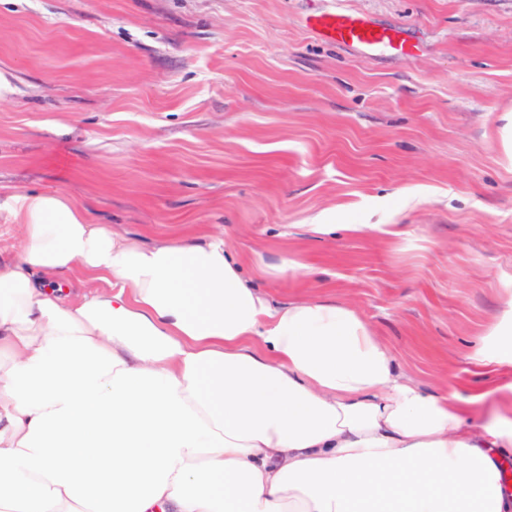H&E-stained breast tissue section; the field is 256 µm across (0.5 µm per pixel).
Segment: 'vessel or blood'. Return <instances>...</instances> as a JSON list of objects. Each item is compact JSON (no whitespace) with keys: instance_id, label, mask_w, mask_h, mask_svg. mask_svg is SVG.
<instances>
[{"instance_id":"b4317fda","label":"vessel or blood","mask_w":512,"mask_h":512,"mask_svg":"<svg viewBox=\"0 0 512 512\" xmlns=\"http://www.w3.org/2000/svg\"><path fill=\"white\" fill-rule=\"evenodd\" d=\"M306 24L322 40L350 47L360 54L377 50L407 54L412 50L399 29L377 24L345 9L311 14Z\"/></svg>"}]
</instances>
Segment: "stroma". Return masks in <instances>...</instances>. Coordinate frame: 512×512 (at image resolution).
<instances>
[{
  "mask_svg": "<svg viewBox=\"0 0 512 512\" xmlns=\"http://www.w3.org/2000/svg\"><path fill=\"white\" fill-rule=\"evenodd\" d=\"M337 7L413 54L319 40L306 16ZM0 73L1 185L223 234L273 301L351 304L420 386L481 394L477 424L502 409L512 362L483 344L512 296V0H0Z\"/></svg>",
  "mask_w": 512,
  "mask_h": 512,
  "instance_id": "stroma-1",
  "label": "stroma"
}]
</instances>
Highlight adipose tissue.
<instances>
[{"mask_svg":"<svg viewBox=\"0 0 512 512\" xmlns=\"http://www.w3.org/2000/svg\"><path fill=\"white\" fill-rule=\"evenodd\" d=\"M0 222V512H512V417L475 429L353 306L60 192L0 186Z\"/></svg>","mask_w":512,"mask_h":512,"instance_id":"ef3b65f1","label":"adipose tissue"}]
</instances>
